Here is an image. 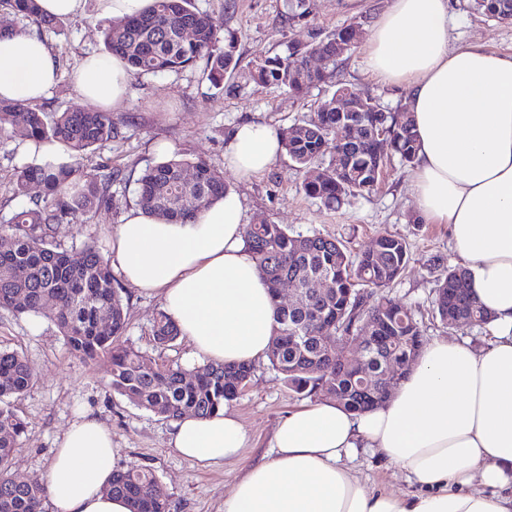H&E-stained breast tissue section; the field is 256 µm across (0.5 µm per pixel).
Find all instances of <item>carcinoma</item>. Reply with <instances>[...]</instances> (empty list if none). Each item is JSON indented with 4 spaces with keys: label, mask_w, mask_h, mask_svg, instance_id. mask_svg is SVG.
I'll list each match as a JSON object with an SVG mask.
<instances>
[{
    "label": "carcinoma",
    "mask_w": 512,
    "mask_h": 512,
    "mask_svg": "<svg viewBox=\"0 0 512 512\" xmlns=\"http://www.w3.org/2000/svg\"><path fill=\"white\" fill-rule=\"evenodd\" d=\"M468 8L489 19L503 21L512 12V0H468ZM0 11L16 20H32L45 27L57 24L38 11L37 0H0ZM189 31L183 36V31ZM222 22L193 8L192 0H153L146 11L120 19L104 32L107 53L125 60L134 75L180 72L206 60V79L220 89L237 67L236 43H221ZM352 26L327 32L288 56L269 57L253 66L252 80L261 86L286 88L301 98L311 89L327 86L350 91L351 102L370 106L365 112L339 114L317 109L309 119L279 130L288 157L305 172L301 190L329 209L347 199L370 193L377 186L376 170L397 155L412 165L417 133L405 112L379 110L372 98L336 79L341 56L336 41L354 46ZM319 48L326 63L321 69L304 68L309 51ZM390 128L384 142L372 139L371 129ZM120 135L118 122L105 110L89 111L72 104L62 111L41 112L19 102L0 100V139L59 143L72 162L45 163L15 170L13 195L24 196L30 184L43 187L0 224V309L16 314L44 313V300H56L48 316L64 337L69 352L84 360L108 354L112 361V390L133 404L167 420L184 414L208 416L236 401L238 386L251 378L254 365H226L210 361L190 373L180 366L157 365L144 353L120 343L128 325L127 311L112 269L96 245L85 242L64 248L52 241L54 226L90 217L112 205L116 176L79 174L74 161L85 152ZM223 175L203 160L168 159L144 170L137 179V205L146 213L171 222H187L224 196ZM245 239L269 288L292 279L300 288L297 301L275 304L276 329L268 351L271 367L288 386L311 390L362 413L387 402L392 393H373L358 402L352 392L357 363L346 365L323 357L326 340L340 344L365 329L379 338L365 358L383 372L388 358L404 361L423 344V330L411 310L383 295L409 261L406 242L392 235L378 238L376 250L355 256L340 241L320 233L293 232L281 224H249ZM335 288L316 293L319 278ZM467 270L442 269L437 278L436 314L448 326L456 322L485 325L486 310L467 292ZM110 313L103 328L99 314ZM156 346L171 347L180 337L177 326L161 312L152 327ZM35 373L15 351H0V512H42L48 496L44 481L21 475L12 468L14 453L25 433V423L13 401L35 383ZM112 492L125 497L132 512H168V495L147 469L116 471Z\"/></svg>",
    "instance_id": "carcinoma-1"
}]
</instances>
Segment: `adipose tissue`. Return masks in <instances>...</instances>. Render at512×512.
<instances>
[{"label": "adipose tissue", "instance_id": "1", "mask_svg": "<svg viewBox=\"0 0 512 512\" xmlns=\"http://www.w3.org/2000/svg\"><path fill=\"white\" fill-rule=\"evenodd\" d=\"M449 0H387L362 53L377 81L407 89L418 135L411 187L416 210L447 225L471 295L496 332L475 351L436 340L392 400L363 413L330 399L289 410L264 460L247 465L223 512H512V55L474 41L451 45ZM131 73L116 55L85 57L79 94L103 108L125 101ZM57 81L47 43L0 38V97L29 105ZM283 151L277 129L235 127L224 166L242 177ZM246 215L226 192L194 221L170 223L128 209L107 260L141 293L158 297L201 361L264 359L275 330L271 293L245 244ZM249 436L233 406L172 421L170 445L204 467L242 458ZM374 448L405 471L415 493L370 490L344 457ZM119 453L111 430L86 414L59 438L46 474L53 512H131L113 495Z\"/></svg>", "mask_w": 512, "mask_h": 512}]
</instances>
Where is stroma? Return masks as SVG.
<instances>
[{
    "label": "stroma",
    "instance_id": "1",
    "mask_svg": "<svg viewBox=\"0 0 512 512\" xmlns=\"http://www.w3.org/2000/svg\"><path fill=\"white\" fill-rule=\"evenodd\" d=\"M195 9L223 23L224 33L234 35L240 64L224 81L223 89L211 87L203 64L180 73L132 78L124 106L114 117L123 126L122 137L85 153L81 166L88 173H102L104 166L120 170L124 182L112 187L111 208L98 211L88 221L58 225L54 240L65 246L94 243L107 252L115 224L136 203V181L149 166L164 160L163 145L171 155L202 159L222 171L230 190L237 192L251 224L275 223L301 233L320 232L342 242L352 252L371 246L382 235L402 238L410 261L403 273L386 288L392 301L405 304L420 322L425 341L448 339L472 349L487 348L494 339L493 325H443L434 310L437 269L434 261L458 267L462 261L444 224L416 223L411 195V168L391 158L378 188L350 199L338 211L326 210L300 190L303 174L287 155H280L264 174L243 179L224 168V140L239 123L261 121L283 129L309 118L314 106L328 98L327 89L315 88L299 99L287 90L260 87L250 81L251 63L286 56L293 44L311 41L313 32H327L352 21L370 28L386 0H306L307 13L289 19L288 0H192ZM110 24L97 10V0H86L81 15L60 20L42 34L59 69V81L39 104L45 112L80 103L72 73L85 55L104 51L102 31ZM450 28L456 45L475 40L488 49L512 55V21L500 22L473 13L467 0H451ZM336 76L373 97L392 111H402L406 90L379 83L367 72L360 47H353L336 67ZM32 156L20 140L0 141V217L18 205L12 196L11 178L17 167L31 164ZM127 309L129 324L124 345L146 354L153 363L178 365L194 371L199 363L185 339L173 347L156 348L151 336L161 305L116 281ZM0 350L25 357L37 375L33 387L15 403L26 423L13 468L44 478L63 432L84 412L98 417L112 431L120 450L123 470L151 469L168 494V512H221L224 496L241 477L246 461L266 453L279 419L309 401V394L288 389L268 360L254 364L252 378L234 404L247 430L251 446L244 461L202 468L182 458L169 444L168 420L137 407L109 386L111 360L103 355L83 361L70 355L55 323L44 315H17L0 309ZM346 464L375 491L406 495L413 485L404 471L379 451L362 448Z\"/></svg>",
    "mask_w": 512,
    "mask_h": 512
}]
</instances>
